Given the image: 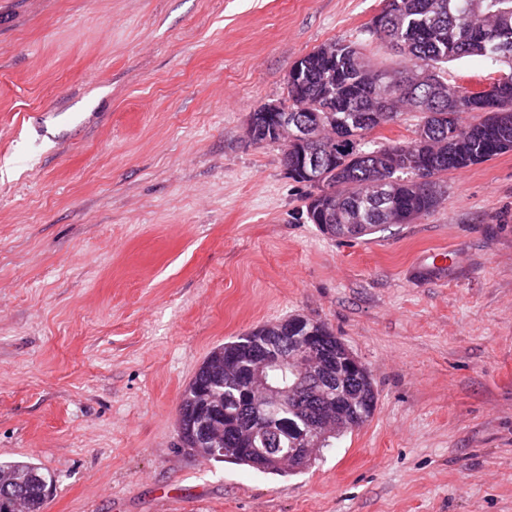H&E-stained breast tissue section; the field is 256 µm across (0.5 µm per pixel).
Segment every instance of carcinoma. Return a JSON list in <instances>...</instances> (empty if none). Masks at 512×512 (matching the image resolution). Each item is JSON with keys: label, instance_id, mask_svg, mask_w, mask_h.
<instances>
[{"label": "carcinoma", "instance_id": "obj_1", "mask_svg": "<svg viewBox=\"0 0 512 512\" xmlns=\"http://www.w3.org/2000/svg\"><path fill=\"white\" fill-rule=\"evenodd\" d=\"M369 33L398 49L407 65L394 70L378 66L358 47L336 41L297 61L288 72V113L299 123L315 114L334 123L339 139L334 161L326 164L323 198L309 193L305 216L314 224L327 206L336 212L332 236L362 238L390 224H409L432 213L438 201L417 180L425 169L442 181L450 171H462L512 151V0H384L382 12ZM476 57L511 76L494 78L484 90L448 86L440 77L444 64ZM431 70L438 86L418 83L415 72ZM405 112L418 114L409 145L413 163H395L393 141L368 139L376 128L390 124ZM477 113L464 121V113ZM252 139L265 142L270 124L266 113H252ZM313 145L297 143L288 153V176L305 182L301 158ZM322 337L320 350L336 374V411L361 426L375 408V393L364 379L349 373L342 362L339 338L322 322L308 327ZM288 341L284 326H261L215 348L183 392L180 424L188 432L203 420L224 425V447H239L242 422L257 409L245 402L240 387L253 358L275 343ZM275 385H294L291 402L301 414L315 412L319 395L291 370L269 372ZM268 448H296L298 433L269 431ZM193 453L205 460L251 465L247 454H213L204 448ZM53 479L32 462H0V512L10 497L26 500L27 512H42Z\"/></svg>", "mask_w": 512, "mask_h": 512}]
</instances>
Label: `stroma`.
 I'll return each mask as SVG.
<instances>
[{"mask_svg":"<svg viewBox=\"0 0 512 512\" xmlns=\"http://www.w3.org/2000/svg\"><path fill=\"white\" fill-rule=\"evenodd\" d=\"M381 6L0 0V461L44 512H512V152L353 240L245 136L322 45L401 66ZM295 314L368 367L369 421L296 473L182 448L210 352ZM0 474V512H11L7 511L10 496L23 497L28 512L43 511L48 486L53 479L41 467L25 461L0 462Z\"/></svg>","mask_w":512,"mask_h":512,"instance_id":"obj_1","label":"stroma"}]
</instances>
